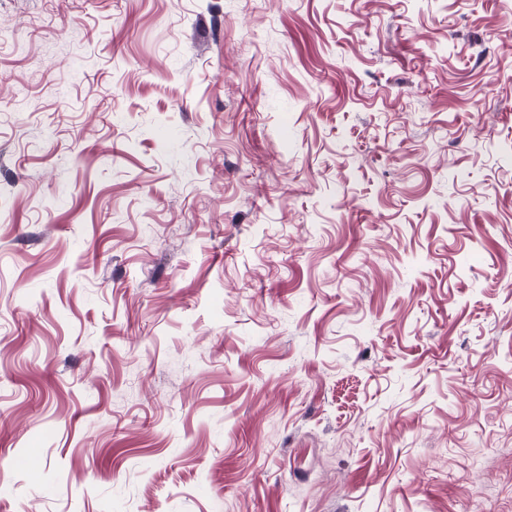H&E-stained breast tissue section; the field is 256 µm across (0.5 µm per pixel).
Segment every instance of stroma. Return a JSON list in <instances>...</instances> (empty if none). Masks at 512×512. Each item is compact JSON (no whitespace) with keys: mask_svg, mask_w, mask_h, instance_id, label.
<instances>
[{"mask_svg":"<svg viewBox=\"0 0 512 512\" xmlns=\"http://www.w3.org/2000/svg\"><path fill=\"white\" fill-rule=\"evenodd\" d=\"M0 512H512V0H0Z\"/></svg>","mask_w":512,"mask_h":512,"instance_id":"1","label":"stroma"}]
</instances>
